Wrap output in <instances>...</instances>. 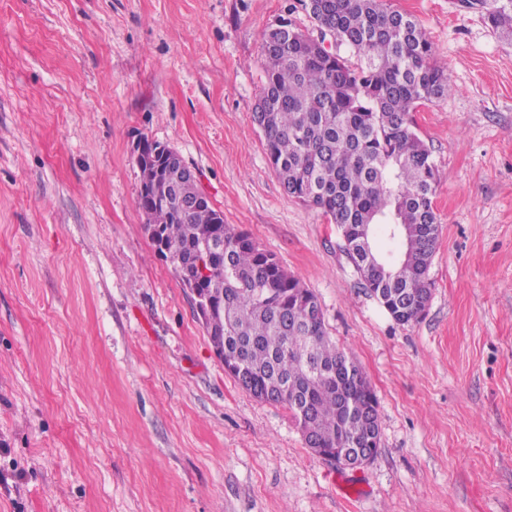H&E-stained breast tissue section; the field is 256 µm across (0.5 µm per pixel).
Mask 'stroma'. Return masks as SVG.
Listing matches in <instances>:
<instances>
[{
  "instance_id": "35a3bbf8",
  "label": "stroma",
  "mask_w": 512,
  "mask_h": 512,
  "mask_svg": "<svg viewBox=\"0 0 512 512\" xmlns=\"http://www.w3.org/2000/svg\"><path fill=\"white\" fill-rule=\"evenodd\" d=\"M393 5L452 85L413 114L441 232L405 326L253 119L267 28L314 29L299 0H0V512H512V43L480 5ZM143 138L315 293L378 398L368 465L225 371L144 229Z\"/></svg>"
}]
</instances>
